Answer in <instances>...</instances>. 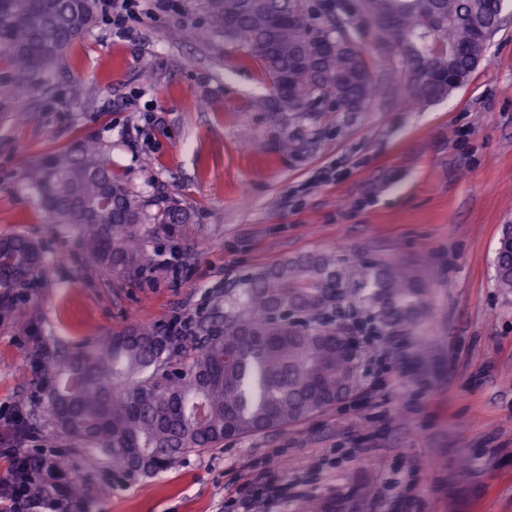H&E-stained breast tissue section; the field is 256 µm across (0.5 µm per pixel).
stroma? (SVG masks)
<instances>
[{
    "label": "stroma",
    "instance_id": "obj_1",
    "mask_svg": "<svg viewBox=\"0 0 512 512\" xmlns=\"http://www.w3.org/2000/svg\"><path fill=\"white\" fill-rule=\"evenodd\" d=\"M135 28L127 40L96 20L22 104L0 52V239L26 235L46 258L0 297V479L17 450L81 484L59 512H300L362 482L370 512H512V294L494 271L512 224V0L445 99L411 110L404 81H387L368 111L317 121L290 156L260 106L268 87L205 0H158ZM84 139L142 195L195 215L141 276L95 265L23 180L30 161ZM332 249L399 262L428 288L421 333L401 332L397 350L367 339L364 389L345 404L130 477L55 430L45 357L128 327L198 328L247 277Z\"/></svg>",
    "mask_w": 512,
    "mask_h": 512
}]
</instances>
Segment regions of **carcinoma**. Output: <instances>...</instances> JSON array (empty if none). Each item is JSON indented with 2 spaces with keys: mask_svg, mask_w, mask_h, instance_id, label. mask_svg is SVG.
<instances>
[{
  "mask_svg": "<svg viewBox=\"0 0 512 512\" xmlns=\"http://www.w3.org/2000/svg\"><path fill=\"white\" fill-rule=\"evenodd\" d=\"M368 24L342 37L359 51L324 56V30L298 0H206L224 43L255 65L272 87L283 86L275 150L292 155L303 146L304 127L325 113L328 98L372 103L383 84L371 76L375 61L368 40L389 42L382 17L404 37L390 72L411 80L418 62L437 76L410 86L407 100L429 105L448 94V58L434 44L430 14L446 41L460 50L453 67L462 80L475 68L471 19L495 25L503 0H363ZM44 0H0V50L16 71L15 96L26 98L38 82L64 64L68 47L87 30L80 18L95 17L96 0H56L46 20ZM27 186L48 220L81 231L82 247L101 268L136 276L155 264L149 243L163 233L186 234L192 215L178 203L149 211L132 183L112 173L98 146L79 141L28 164ZM110 196L111 204L98 206ZM11 267L0 277L9 291L38 277L41 250L17 234L0 241ZM496 287L512 294V250L496 257ZM423 282L396 263L338 250L304 255L252 275L229 297L224 327L212 325L201 344L181 345L154 329H125L101 344L73 353L56 369L47 411L57 429L90 452L132 475L162 471L186 454L289 424L361 392L366 375L363 345L345 350L344 328L329 314L348 308L372 313L386 327L416 329L426 315ZM370 489L348 500L310 499L303 512H367Z\"/></svg>",
  "mask_w": 512,
  "mask_h": 512,
  "instance_id": "obj_1",
  "label": "carcinoma"
}]
</instances>
